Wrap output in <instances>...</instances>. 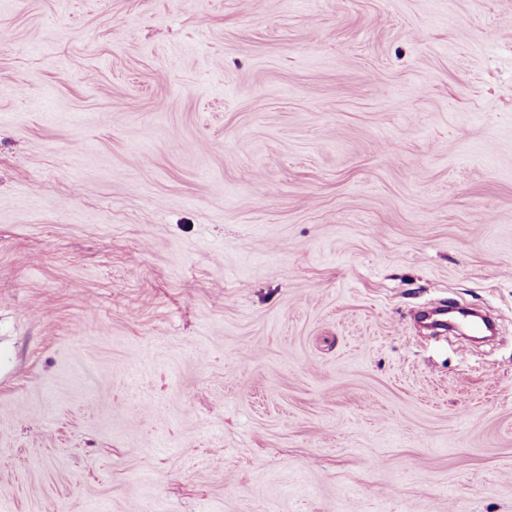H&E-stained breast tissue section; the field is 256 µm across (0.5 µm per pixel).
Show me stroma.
<instances>
[{
    "label": "stroma",
    "instance_id": "1",
    "mask_svg": "<svg viewBox=\"0 0 512 512\" xmlns=\"http://www.w3.org/2000/svg\"><path fill=\"white\" fill-rule=\"evenodd\" d=\"M0 512H512V0H0Z\"/></svg>",
    "mask_w": 512,
    "mask_h": 512
}]
</instances>
